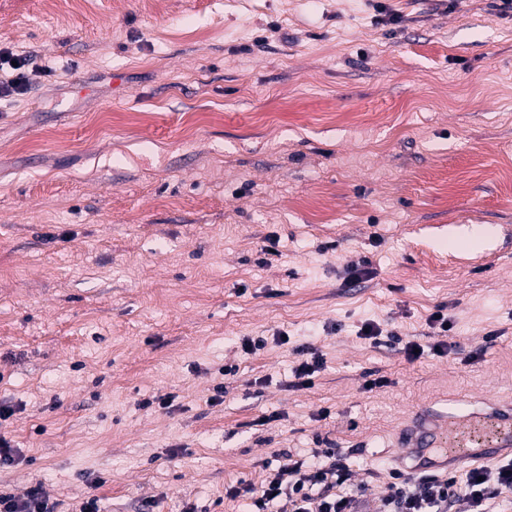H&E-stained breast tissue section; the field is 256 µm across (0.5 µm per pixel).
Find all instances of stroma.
Listing matches in <instances>:
<instances>
[{
    "label": "stroma",
    "instance_id": "obj_1",
    "mask_svg": "<svg viewBox=\"0 0 512 512\" xmlns=\"http://www.w3.org/2000/svg\"><path fill=\"white\" fill-rule=\"evenodd\" d=\"M381 3L397 24L371 0H0V49L31 57L0 101V491L242 512L229 487L322 438L378 512L415 412L512 402V15ZM298 344L325 358L308 389Z\"/></svg>",
    "mask_w": 512,
    "mask_h": 512
}]
</instances>
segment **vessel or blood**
Returning <instances> with one entry per match:
<instances>
[{"instance_id":"obj_1","label":"vessel or blood","mask_w":512,"mask_h":512,"mask_svg":"<svg viewBox=\"0 0 512 512\" xmlns=\"http://www.w3.org/2000/svg\"><path fill=\"white\" fill-rule=\"evenodd\" d=\"M488 426L494 433L484 451L453 449V442L462 434ZM400 446L399 462L416 472L465 466L478 454L492 455L512 447V404L493 402L467 413L454 407L442 413H415L403 429Z\"/></svg>"}]
</instances>
